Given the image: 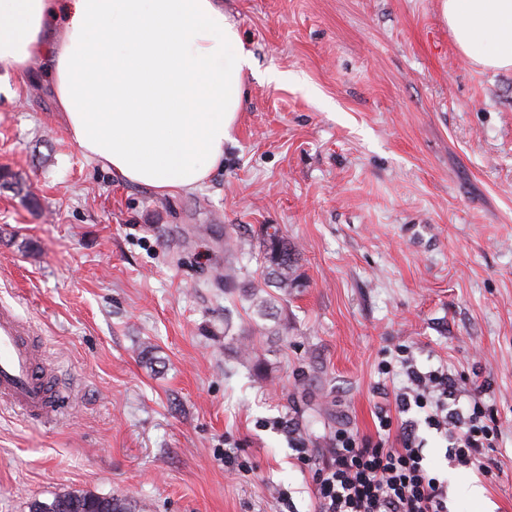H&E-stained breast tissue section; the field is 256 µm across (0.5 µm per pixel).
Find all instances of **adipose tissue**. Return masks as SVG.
I'll return each instance as SVG.
<instances>
[{
	"instance_id": "obj_1",
	"label": "adipose tissue",
	"mask_w": 512,
	"mask_h": 512,
	"mask_svg": "<svg viewBox=\"0 0 512 512\" xmlns=\"http://www.w3.org/2000/svg\"><path fill=\"white\" fill-rule=\"evenodd\" d=\"M457 48L512 70V0H441ZM45 62L89 159L159 194L224 162L253 56L222 0H0V72Z\"/></svg>"
}]
</instances>
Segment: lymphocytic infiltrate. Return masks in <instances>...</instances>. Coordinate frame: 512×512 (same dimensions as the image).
I'll list each match as a JSON object with an SVG mask.
<instances>
[{"instance_id": "obj_1", "label": "lymphocytic infiltrate", "mask_w": 512, "mask_h": 512, "mask_svg": "<svg viewBox=\"0 0 512 512\" xmlns=\"http://www.w3.org/2000/svg\"><path fill=\"white\" fill-rule=\"evenodd\" d=\"M407 375L415 391L397 396L399 412L418 408L425 411L429 428L446 429L449 419H456L448 407L457 397L454 380L442 369L423 373L411 368ZM376 418L379 429L373 438L337 430L329 462L313 476L316 512H448L447 488L430 472L415 428L405 426L392 448L387 444L393 426L390 411L379 410ZM456 421L451 459L462 467H483L485 452L495 447L500 429L477 402L467 417Z\"/></svg>"}]
</instances>
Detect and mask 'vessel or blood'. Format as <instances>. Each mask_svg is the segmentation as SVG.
<instances>
[{
  "label": "vessel or blood",
  "mask_w": 512,
  "mask_h": 512,
  "mask_svg": "<svg viewBox=\"0 0 512 512\" xmlns=\"http://www.w3.org/2000/svg\"><path fill=\"white\" fill-rule=\"evenodd\" d=\"M33 326L11 308L0 307V405L25 418L58 422L67 404L45 355L32 338Z\"/></svg>",
  "instance_id": "b4317fda"
}]
</instances>
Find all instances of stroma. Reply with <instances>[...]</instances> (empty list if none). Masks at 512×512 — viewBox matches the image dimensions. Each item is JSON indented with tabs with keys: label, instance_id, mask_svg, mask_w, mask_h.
<instances>
[{
	"label": "stroma",
	"instance_id": "35a3bbf8",
	"mask_svg": "<svg viewBox=\"0 0 512 512\" xmlns=\"http://www.w3.org/2000/svg\"><path fill=\"white\" fill-rule=\"evenodd\" d=\"M224 9L254 69L223 166L191 192L87 159L46 71L0 76V303L35 324L70 397L51 426L0 408V512L64 490L315 512L336 430L375 435L410 365L446 368L463 409L482 388L502 430L484 476L424 412L399 415L450 512H512V70L462 54L440 0ZM269 225L298 252L288 297L263 281Z\"/></svg>",
	"mask_w": 512,
	"mask_h": 512
}]
</instances>
